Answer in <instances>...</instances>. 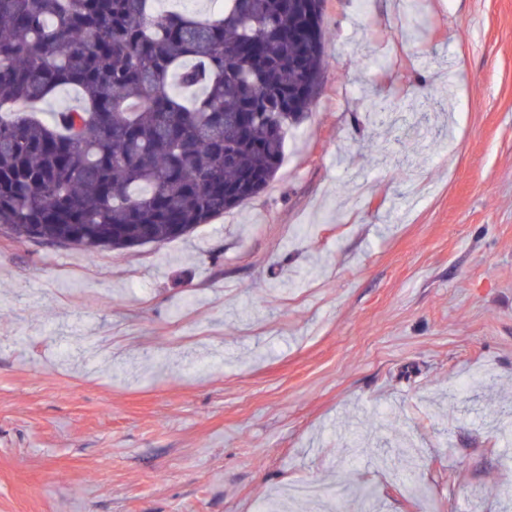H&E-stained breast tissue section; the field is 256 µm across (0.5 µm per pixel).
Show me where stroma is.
I'll return each instance as SVG.
<instances>
[{"instance_id": "stroma-1", "label": "stroma", "mask_w": 512, "mask_h": 512, "mask_svg": "<svg viewBox=\"0 0 512 512\" xmlns=\"http://www.w3.org/2000/svg\"><path fill=\"white\" fill-rule=\"evenodd\" d=\"M324 2L260 194L162 245L0 232V512H512V0Z\"/></svg>"}]
</instances>
